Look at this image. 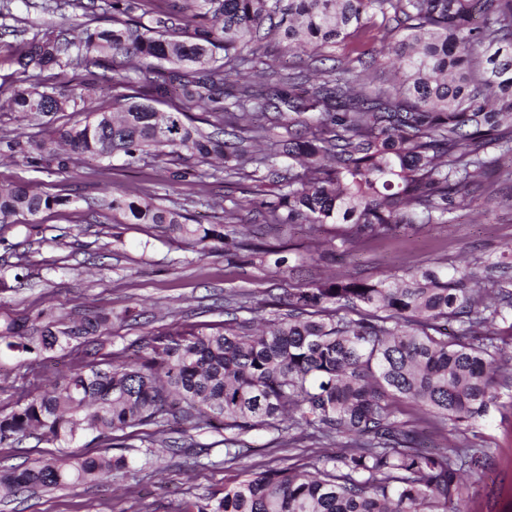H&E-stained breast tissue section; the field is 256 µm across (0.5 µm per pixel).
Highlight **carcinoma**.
Instances as JSON below:
<instances>
[{"instance_id": "obj_1", "label": "carcinoma", "mask_w": 512, "mask_h": 512, "mask_svg": "<svg viewBox=\"0 0 512 512\" xmlns=\"http://www.w3.org/2000/svg\"><path fill=\"white\" fill-rule=\"evenodd\" d=\"M85 21L36 33L16 50L21 85L9 110L39 119L85 112L35 144L50 157L66 149L99 158L144 154L215 160L230 177L266 169L276 200L268 224L336 225L341 243L366 231L447 224L457 200L488 176V154L512 157V0H183L148 15L141 0H52ZM140 15H135L136 11ZM109 27H91L100 15ZM381 15L397 36L386 59L338 63L306 85L304 76H256L269 37L287 53L323 61L322 51L357 38ZM194 19L189 25L187 18ZM95 67L63 90L46 73ZM94 88L112 105L86 107ZM204 104L209 125H194ZM163 104L166 109L158 108ZM288 118L283 155L301 170L279 172L280 155L250 150ZM69 199L27 185L0 186V223L24 221ZM126 224H149L206 255L234 230L192 224L177 208L109 194ZM141 313L66 314L42 309L0 319V353L34 371L50 354L76 356L53 386L30 391L0 413V445L33 438L58 446L82 434L110 443L170 412L197 427L224 429V489L187 500L178 512H465L468 479L489 454L475 434L464 447L428 449L400 419L457 432L499 405L512 369L501 362L494 326L512 329V244L472 267L394 271L377 281L336 277L288 291V311L261 328L254 319L174 327L139 346L137 358L112 352L113 319ZM332 442L310 466L237 469L235 436L281 425ZM123 453L65 454L0 468V501L112 478L145 467Z\"/></svg>"}]
</instances>
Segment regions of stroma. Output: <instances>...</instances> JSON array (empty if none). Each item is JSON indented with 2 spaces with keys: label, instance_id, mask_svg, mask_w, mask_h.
Listing matches in <instances>:
<instances>
[{
  "label": "stroma",
  "instance_id": "1",
  "mask_svg": "<svg viewBox=\"0 0 512 512\" xmlns=\"http://www.w3.org/2000/svg\"><path fill=\"white\" fill-rule=\"evenodd\" d=\"M45 0H13V26L33 34L80 18L81 9L59 15L44 9ZM8 44L0 43V129L24 145L52 137L64 118L35 121L2 111L19 85ZM179 161L153 156L135 163L124 159L78 157L69 177L57 175V161L30 153L25 159L0 158V186L36 184L68 203L41 213L42 234L27 237L22 226L0 224V274L23 270L25 279L0 290V316L25 317L52 307L85 313L103 309L142 311L139 322H114L112 348L147 343L171 324L184 327L224 321L226 299L251 301L263 317L285 312L288 289L304 288L332 276L376 280L398 267L413 270L444 263L464 264L495 256L512 241V162L500 159L490 168L493 187L470 190L460 200L450 224H416L382 234L366 233L351 243L335 238L331 226L314 231L305 224L264 223L254 207L272 201L276 189L265 172L252 178L187 177L172 183ZM149 195L157 203L176 205L204 224L232 214L237 244L229 252L201 255L170 240L146 224H117L109 210L89 207L108 190ZM65 368L63 359L46 360L39 375L26 374L10 353L0 354V411L10 410L21 391L49 387ZM491 456L482 482L471 485L467 512H512V410L492 412L479 428ZM182 450L163 454L154 465L119 474L97 484L84 483L0 502V512H177L182 501L202 497L224 485V436L169 416L134 430L124 453L142 457L161 440ZM241 467L310 464L320 453L314 440L298 430L278 434L252 431L238 438Z\"/></svg>",
  "mask_w": 512,
  "mask_h": 512
}]
</instances>
